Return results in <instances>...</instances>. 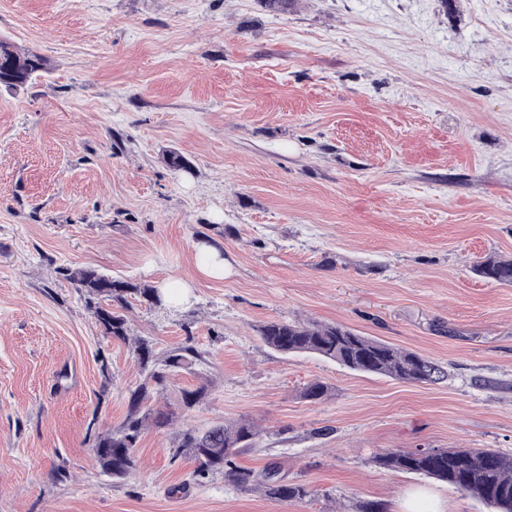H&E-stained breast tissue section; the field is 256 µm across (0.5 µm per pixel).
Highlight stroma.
<instances>
[{"instance_id":"stroma-1","label":"stroma","mask_w":512,"mask_h":512,"mask_svg":"<svg viewBox=\"0 0 512 512\" xmlns=\"http://www.w3.org/2000/svg\"><path fill=\"white\" fill-rule=\"evenodd\" d=\"M1 38L48 69L0 91V512H491L374 458L512 456V286L472 270L512 257V0H0ZM202 242L224 278L198 270ZM78 268L191 286L126 312L158 356L203 358L157 396L176 418L122 479L89 434L120 425L142 375ZM271 321L342 324L448 377L286 356L259 338ZM243 420L262 435L237 464L306 498L194 480L182 431Z\"/></svg>"}]
</instances>
